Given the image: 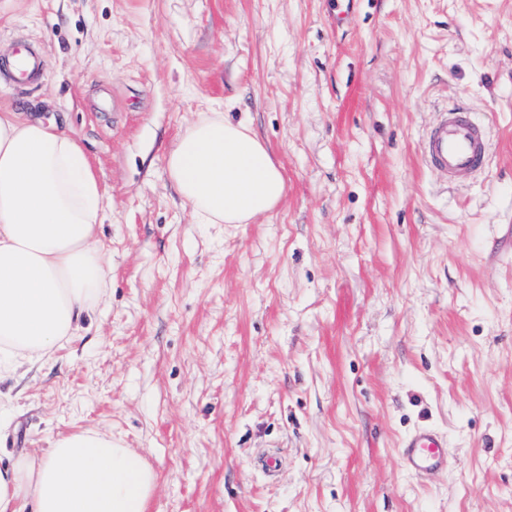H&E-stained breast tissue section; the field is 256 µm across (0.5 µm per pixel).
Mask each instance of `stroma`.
Masks as SVG:
<instances>
[{
	"mask_svg": "<svg viewBox=\"0 0 512 512\" xmlns=\"http://www.w3.org/2000/svg\"><path fill=\"white\" fill-rule=\"evenodd\" d=\"M21 44L44 71L0 78V111L79 141L112 276L0 381L1 449L112 432L157 474L147 512H512V0H0ZM457 106L488 163L451 183L423 146ZM213 110L283 169L254 223H194L167 177ZM425 426L430 477L399 455ZM404 466L417 474L428 475L440 470L445 463V444L431 430H422L410 435L401 445Z\"/></svg>",
	"mask_w": 512,
	"mask_h": 512,
	"instance_id": "stroma-1",
	"label": "stroma"
}]
</instances>
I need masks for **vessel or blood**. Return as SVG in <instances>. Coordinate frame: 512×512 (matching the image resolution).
I'll return each mask as SVG.
<instances>
[{"label":"vessel or blood","instance_id":"1","mask_svg":"<svg viewBox=\"0 0 512 512\" xmlns=\"http://www.w3.org/2000/svg\"><path fill=\"white\" fill-rule=\"evenodd\" d=\"M42 69L41 57L33 50L23 48L17 50L4 76L16 84L30 86L36 83ZM427 156L434 168L452 178L485 164L484 133L471 122L466 108L451 109L432 129L427 139ZM400 448L404 466L417 474H431L445 463L444 445L433 431L422 430L410 435Z\"/></svg>","mask_w":512,"mask_h":512}]
</instances>
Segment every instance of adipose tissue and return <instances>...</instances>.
<instances>
[{
    "label": "adipose tissue",
    "mask_w": 512,
    "mask_h": 512,
    "mask_svg": "<svg viewBox=\"0 0 512 512\" xmlns=\"http://www.w3.org/2000/svg\"><path fill=\"white\" fill-rule=\"evenodd\" d=\"M198 224L272 212L286 181L249 125L201 113L166 152ZM104 196L78 141L55 121L0 113V377L53 359L100 302L111 264ZM156 474L98 429L57 434L44 454L0 464V512H146Z\"/></svg>",
    "instance_id": "obj_1"
}]
</instances>
